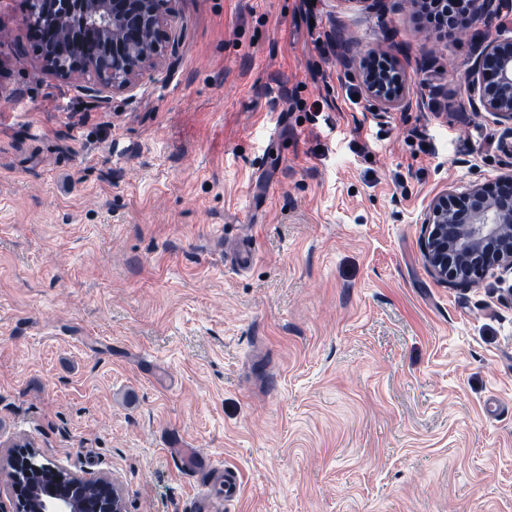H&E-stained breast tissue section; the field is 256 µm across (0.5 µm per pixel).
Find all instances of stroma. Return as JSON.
<instances>
[{
  "label": "stroma",
  "mask_w": 512,
  "mask_h": 512,
  "mask_svg": "<svg viewBox=\"0 0 512 512\" xmlns=\"http://www.w3.org/2000/svg\"><path fill=\"white\" fill-rule=\"evenodd\" d=\"M171 8L176 54L102 100L34 75L0 0V507L28 446L128 512H512V286L439 282L419 224L512 172L466 98L494 29L442 39L400 0ZM381 50L409 109L360 83Z\"/></svg>",
  "instance_id": "stroma-1"
}]
</instances>
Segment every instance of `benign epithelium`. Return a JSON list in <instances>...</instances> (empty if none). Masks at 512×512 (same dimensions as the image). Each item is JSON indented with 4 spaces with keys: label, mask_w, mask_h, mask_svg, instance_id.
Listing matches in <instances>:
<instances>
[{
    "label": "benign epithelium",
    "mask_w": 512,
    "mask_h": 512,
    "mask_svg": "<svg viewBox=\"0 0 512 512\" xmlns=\"http://www.w3.org/2000/svg\"><path fill=\"white\" fill-rule=\"evenodd\" d=\"M172 0H26L30 27L54 37L64 25L93 29L98 40L58 53L38 51L46 72L62 79L99 75L90 92L106 94L132 88L138 77L167 55L171 36L168 17ZM471 23H497L512 29V0H468ZM372 68L363 62L359 77L365 93L380 109L406 107L409 91L394 58ZM468 107L486 112L512 133V36L499 34L480 52L467 78ZM421 252L430 272L453 288H471L487 276L505 280L512 275V173L490 182L475 183L463 192L435 196L420 217ZM11 477L19 492L13 512H31L25 485L41 471L30 448L10 461ZM102 489V495L84 504L87 512H126L122 494L110 481L89 475L62 473L48 478V496L37 512H74L64 485Z\"/></svg>",
    "instance_id": "7a95c632"
}]
</instances>
